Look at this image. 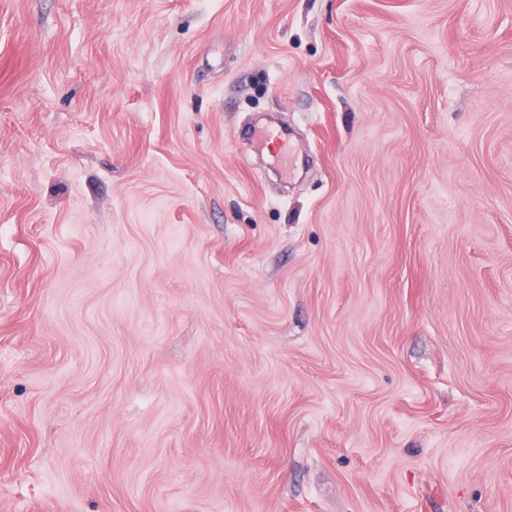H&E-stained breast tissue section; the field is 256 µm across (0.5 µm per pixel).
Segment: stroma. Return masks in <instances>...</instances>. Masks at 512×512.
<instances>
[{
    "label": "stroma",
    "mask_w": 512,
    "mask_h": 512,
    "mask_svg": "<svg viewBox=\"0 0 512 512\" xmlns=\"http://www.w3.org/2000/svg\"><path fill=\"white\" fill-rule=\"evenodd\" d=\"M0 512H512V0H0Z\"/></svg>",
    "instance_id": "1"
}]
</instances>
